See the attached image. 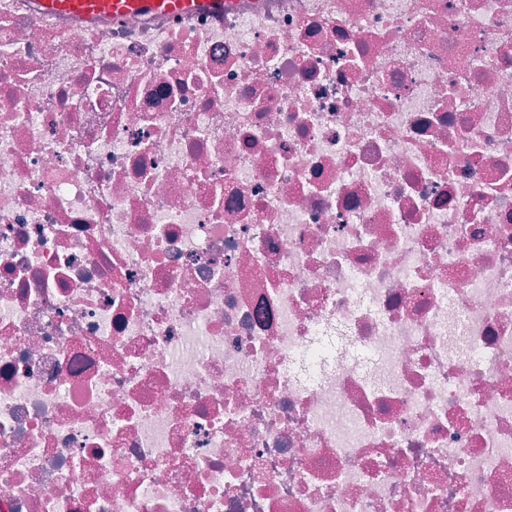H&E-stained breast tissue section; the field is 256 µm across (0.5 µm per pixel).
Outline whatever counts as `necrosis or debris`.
Here are the masks:
<instances>
[{
    "label": "necrosis or debris",
    "mask_w": 512,
    "mask_h": 512,
    "mask_svg": "<svg viewBox=\"0 0 512 512\" xmlns=\"http://www.w3.org/2000/svg\"><path fill=\"white\" fill-rule=\"evenodd\" d=\"M0 512H512V0H0ZM39 12L46 18L70 14L85 21L115 19L127 14L193 15L210 12L224 15L236 0H36Z\"/></svg>",
    "instance_id": "1"
}]
</instances>
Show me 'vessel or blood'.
<instances>
[{"mask_svg": "<svg viewBox=\"0 0 512 512\" xmlns=\"http://www.w3.org/2000/svg\"><path fill=\"white\" fill-rule=\"evenodd\" d=\"M42 16L69 14L85 21L115 19L127 14L192 15L210 12L217 15L232 9L236 0H36Z\"/></svg>", "mask_w": 512, "mask_h": 512, "instance_id": "vessel-or-blood-1", "label": "vessel or blood"}]
</instances>
